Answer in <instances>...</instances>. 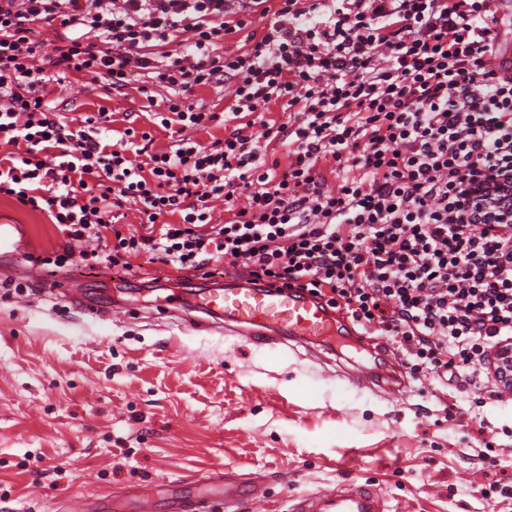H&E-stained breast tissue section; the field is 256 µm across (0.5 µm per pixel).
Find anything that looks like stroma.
Instances as JSON below:
<instances>
[{"label": "stroma", "mask_w": 512, "mask_h": 512, "mask_svg": "<svg viewBox=\"0 0 512 512\" xmlns=\"http://www.w3.org/2000/svg\"><path fill=\"white\" fill-rule=\"evenodd\" d=\"M61 96L73 117L104 109L120 131L132 112L155 147L169 142L137 90L75 78ZM0 227L21 242L0 247V512H54L74 495L101 512L102 498L146 485L156 512H173L165 483L214 472L242 486L258 476L260 502L238 512H287L341 482L381 487L407 512H512V396L483 400L430 374L399 393L361 389L346 373L369 356L352 339L283 352L186 324L167 295L193 302L228 264L178 270L141 254L122 276L53 271L25 259L64 242L46 214L2 196Z\"/></svg>", "instance_id": "obj_1"}]
</instances>
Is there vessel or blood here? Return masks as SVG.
Instances as JSON below:
<instances>
[{
    "instance_id": "1",
    "label": "vessel or blood",
    "mask_w": 512,
    "mask_h": 512,
    "mask_svg": "<svg viewBox=\"0 0 512 512\" xmlns=\"http://www.w3.org/2000/svg\"><path fill=\"white\" fill-rule=\"evenodd\" d=\"M498 37L490 66L500 73L512 71V0H493ZM221 321L226 330L258 345L289 346L304 339L321 344L334 335L336 322L322 304L305 294L253 285L225 277L224 285L203 295L193 306ZM111 512H154L151 490L136 491L131 499H113ZM289 512H402L380 488L349 484L294 498Z\"/></svg>"
}]
</instances>
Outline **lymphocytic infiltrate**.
<instances>
[{
  "instance_id": "obj_1",
  "label": "lymphocytic infiltrate",
  "mask_w": 512,
  "mask_h": 512,
  "mask_svg": "<svg viewBox=\"0 0 512 512\" xmlns=\"http://www.w3.org/2000/svg\"><path fill=\"white\" fill-rule=\"evenodd\" d=\"M241 31L246 50L226 53ZM495 39L490 0H0V196L64 235L44 264L224 259L391 337L411 375L466 367L497 399L488 358L512 339V224L470 211L480 190L512 205L499 190L512 182V74L488 65ZM71 76L116 94L138 82L150 103L161 90L175 149L150 150L132 127L111 140L105 111L62 121L49 96ZM229 82L228 113L192 103ZM273 103L287 121L267 118ZM230 119L209 146L185 136ZM261 140L286 146L287 163ZM129 202L148 233L107 240Z\"/></svg>"
}]
</instances>
